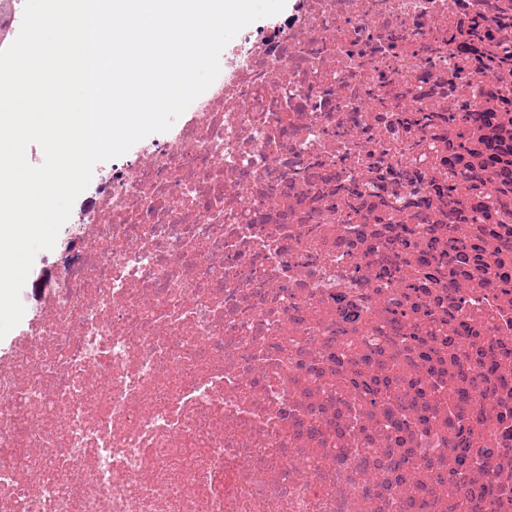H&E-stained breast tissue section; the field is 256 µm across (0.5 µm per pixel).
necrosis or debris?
I'll return each mask as SVG.
<instances>
[{
    "label": "necrosis or debris",
    "mask_w": 512,
    "mask_h": 512,
    "mask_svg": "<svg viewBox=\"0 0 512 512\" xmlns=\"http://www.w3.org/2000/svg\"><path fill=\"white\" fill-rule=\"evenodd\" d=\"M505 16L306 0L242 29L189 112L88 185L0 339V512H461L458 456L512 447V185L468 177L445 116L489 113L474 163L512 162ZM452 237L467 262L418 265ZM480 497L512 512V465L458 495Z\"/></svg>",
    "instance_id": "1"
}]
</instances>
